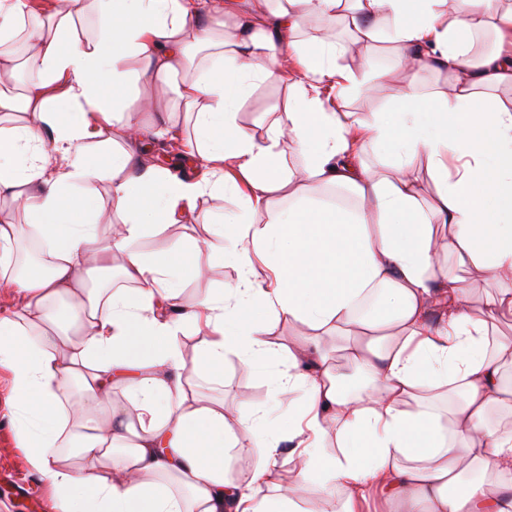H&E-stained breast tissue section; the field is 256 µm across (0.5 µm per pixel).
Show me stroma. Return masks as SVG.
I'll use <instances>...</instances> for the list:
<instances>
[{
    "label": "stroma",
    "mask_w": 512,
    "mask_h": 512,
    "mask_svg": "<svg viewBox=\"0 0 512 512\" xmlns=\"http://www.w3.org/2000/svg\"><path fill=\"white\" fill-rule=\"evenodd\" d=\"M336 37L346 46V53L338 63L348 66L357 73L370 78L394 64V48L388 37L353 41L345 23H337ZM402 85L401 80L380 81L373 97L358 94L339 100L337 109L341 112H385L395 103ZM128 96L149 101L150 111L136 113L138 121L148 123L164 119L175 137L188 142L193 137V127L185 113L174 111V94L163 82H136L127 91ZM288 97V89L281 83L260 85L245 101L239 115V122L255 135H262L267 126L282 117ZM239 209L238 200L231 195L224 198L202 197L194 212L185 216L183 223L169 226L161 233L135 240L133 250L154 255L167 250L174 243L185 245L204 239L206 232L202 216L208 212L234 214ZM237 272L232 265L218 268L212 275L196 277L184 274L180 300L183 305L192 306L203 298L233 282ZM278 368L247 364L237 357H228L216 383L206 385L205 391L214 400L224 405L228 421L247 417L270 401V386ZM8 388V375L0 371V512H51V491L48 484L33 472L17 439L12 422L4 404ZM25 483L31 495L26 504H19L16 490L18 483Z\"/></svg>",
    "instance_id": "35a3bbf8"
}]
</instances>
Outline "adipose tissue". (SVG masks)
<instances>
[{"label": "adipose tissue", "mask_w": 512, "mask_h": 512, "mask_svg": "<svg viewBox=\"0 0 512 512\" xmlns=\"http://www.w3.org/2000/svg\"><path fill=\"white\" fill-rule=\"evenodd\" d=\"M94 10L101 33L79 39ZM28 0H0V71L39 75L22 97L0 82V197L27 221L0 225V285L15 293L0 315V370L10 375L19 444L50 485L56 512H304L309 486L341 496V512H512V0H65L54 28L20 29ZM342 18L366 38L387 35L399 71L444 73L448 89L404 85L392 112H332L321 91L373 93L324 35L295 37L310 19ZM496 48L471 55L474 33ZM23 38V58L7 43ZM296 46L295 59L284 48ZM210 64L194 68L199 54ZM176 78L200 169L191 179L148 161L168 130L135 120L121 91ZM289 88L286 117L255 135L238 122L261 83ZM106 137L104 164L86 162ZM303 158L291 170L284 143ZM386 155L392 169L372 158ZM435 186L423 199L418 169ZM104 183L119 224L102 234L80 220L82 183ZM317 181L364 202L348 210L302 203ZM231 193L242 213L205 215L208 264L232 260L224 291L180 306L182 245L148 257L132 241L180 223L199 197ZM266 222H258L261 213ZM43 245L42 272L20 242ZM497 281L473 307L464 272ZM380 316L360 313L372 292ZM307 333L272 341L277 322ZM204 328L203 381L226 355L277 363L268 410L229 424L223 404L189 389L177 337ZM332 336L334 350L317 339ZM363 377L366 385L350 384ZM121 390L123 401L112 399ZM335 434L338 450L324 452ZM260 452L257 469L228 463ZM293 470L282 478L278 461ZM270 494L258 497L259 486Z\"/></svg>", "instance_id": "1"}]
</instances>
